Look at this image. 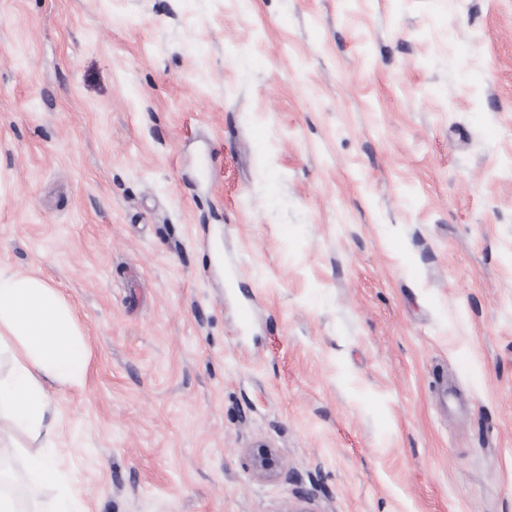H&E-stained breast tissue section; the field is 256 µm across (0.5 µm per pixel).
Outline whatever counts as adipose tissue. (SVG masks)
I'll return each instance as SVG.
<instances>
[{"label": "adipose tissue", "instance_id": "obj_1", "mask_svg": "<svg viewBox=\"0 0 512 512\" xmlns=\"http://www.w3.org/2000/svg\"><path fill=\"white\" fill-rule=\"evenodd\" d=\"M0 419L27 432L34 446H1L26 460L34 489H58L53 512H88L53 456L57 435L52 391L84 385L91 351L78 320L60 293L33 272L0 270Z\"/></svg>", "mask_w": 512, "mask_h": 512}]
</instances>
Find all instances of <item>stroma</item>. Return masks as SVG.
<instances>
[{"label": "stroma", "instance_id": "35a3bbf8", "mask_svg": "<svg viewBox=\"0 0 512 512\" xmlns=\"http://www.w3.org/2000/svg\"><path fill=\"white\" fill-rule=\"evenodd\" d=\"M31 268L89 512H512V0H0Z\"/></svg>", "mask_w": 512, "mask_h": 512}]
</instances>
